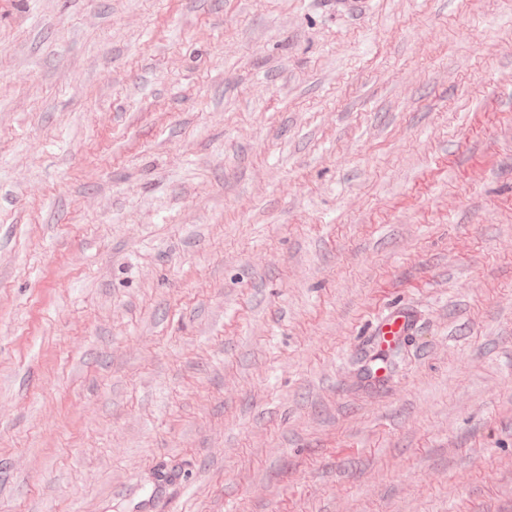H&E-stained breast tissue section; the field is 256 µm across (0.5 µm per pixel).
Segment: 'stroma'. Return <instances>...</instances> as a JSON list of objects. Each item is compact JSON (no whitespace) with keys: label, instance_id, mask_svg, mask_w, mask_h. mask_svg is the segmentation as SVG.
I'll return each instance as SVG.
<instances>
[{"label":"stroma","instance_id":"1","mask_svg":"<svg viewBox=\"0 0 512 512\" xmlns=\"http://www.w3.org/2000/svg\"><path fill=\"white\" fill-rule=\"evenodd\" d=\"M0 512H512V0H0Z\"/></svg>","mask_w":512,"mask_h":512}]
</instances>
